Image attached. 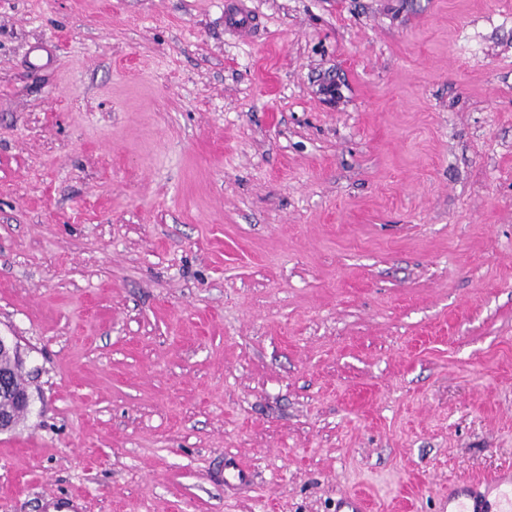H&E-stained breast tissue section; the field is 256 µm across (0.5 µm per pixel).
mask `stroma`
<instances>
[{
  "label": "stroma",
  "mask_w": 512,
  "mask_h": 512,
  "mask_svg": "<svg viewBox=\"0 0 512 512\" xmlns=\"http://www.w3.org/2000/svg\"><path fill=\"white\" fill-rule=\"evenodd\" d=\"M233 2L0 0V512L512 476V0ZM0 374L9 375L14 394H24L26 387L22 378L21 365L15 355L12 358L7 352H1Z\"/></svg>",
  "instance_id": "35a3bbf8"
}]
</instances>
